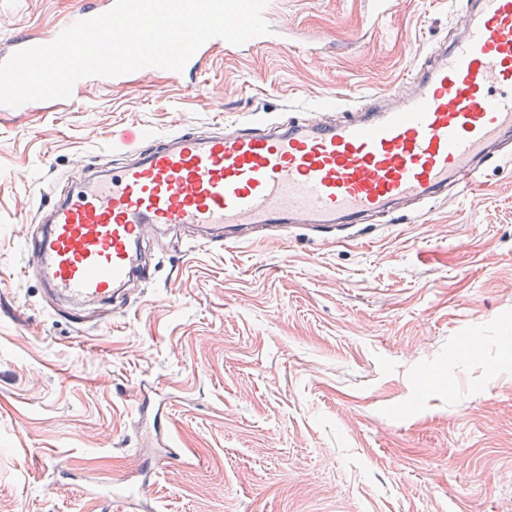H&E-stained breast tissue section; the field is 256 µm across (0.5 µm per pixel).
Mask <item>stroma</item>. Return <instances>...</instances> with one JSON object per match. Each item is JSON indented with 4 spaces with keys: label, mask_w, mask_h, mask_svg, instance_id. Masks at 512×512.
I'll return each mask as SVG.
<instances>
[{
    "label": "stroma",
    "mask_w": 512,
    "mask_h": 512,
    "mask_svg": "<svg viewBox=\"0 0 512 512\" xmlns=\"http://www.w3.org/2000/svg\"><path fill=\"white\" fill-rule=\"evenodd\" d=\"M462 0H272L268 43L196 80L130 74L0 112V512H126L85 489L140 452L155 512H512V139L482 185L369 241L199 250L150 232L154 280L91 333L22 276L26 227L132 127L181 129L394 92L462 35ZM78 0H0V46ZM168 428L181 460L146 439Z\"/></svg>",
    "instance_id": "obj_1"
}]
</instances>
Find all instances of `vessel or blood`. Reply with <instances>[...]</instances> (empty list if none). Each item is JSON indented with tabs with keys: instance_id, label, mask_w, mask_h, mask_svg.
I'll use <instances>...</instances> for the list:
<instances>
[{
	"instance_id": "obj_1",
	"label": "vessel or blood",
	"mask_w": 512,
	"mask_h": 512,
	"mask_svg": "<svg viewBox=\"0 0 512 512\" xmlns=\"http://www.w3.org/2000/svg\"><path fill=\"white\" fill-rule=\"evenodd\" d=\"M49 41L15 37L0 63ZM510 136L512 0H472L462 36L439 43L394 102L373 95L330 120H252L155 145L126 131L130 161L79 174L71 192L49 200L25 250L46 293L122 309L126 285L151 279L141 249L148 229H196L203 248L336 226L356 239L370 218L444 199L449 183L480 176Z\"/></svg>"
}]
</instances>
